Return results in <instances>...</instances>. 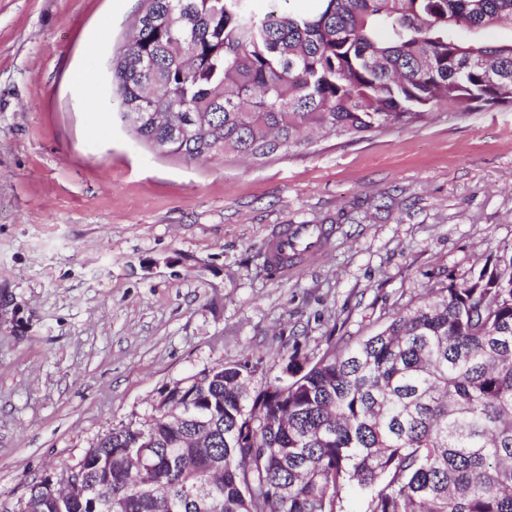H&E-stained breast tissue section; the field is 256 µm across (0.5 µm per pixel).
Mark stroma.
Returning a JSON list of instances; mask_svg holds the SVG:
<instances>
[{
    "instance_id": "stroma-1",
    "label": "stroma",
    "mask_w": 512,
    "mask_h": 512,
    "mask_svg": "<svg viewBox=\"0 0 512 512\" xmlns=\"http://www.w3.org/2000/svg\"><path fill=\"white\" fill-rule=\"evenodd\" d=\"M141 6L0 0V512L163 389L247 354L262 385L512 246V109L188 162L112 99ZM277 224L335 234L284 279Z\"/></svg>"
}]
</instances>
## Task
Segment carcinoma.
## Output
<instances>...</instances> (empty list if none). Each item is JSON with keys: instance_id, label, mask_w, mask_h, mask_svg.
<instances>
[{"instance_id": "carcinoma-1", "label": "carcinoma", "mask_w": 512, "mask_h": 512, "mask_svg": "<svg viewBox=\"0 0 512 512\" xmlns=\"http://www.w3.org/2000/svg\"><path fill=\"white\" fill-rule=\"evenodd\" d=\"M112 75L137 137L186 161L265 158L305 133L361 137L434 109L512 107V0H142ZM250 359L179 384L213 407L210 440L167 408L87 449L97 512H512V248L433 289L379 332L332 346L282 399ZM148 444L142 467L127 448ZM44 480L25 512L57 507Z\"/></svg>"}]
</instances>
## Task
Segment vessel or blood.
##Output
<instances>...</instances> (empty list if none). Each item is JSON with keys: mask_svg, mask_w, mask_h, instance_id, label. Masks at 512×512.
Masks as SVG:
<instances>
[{"mask_svg": "<svg viewBox=\"0 0 512 512\" xmlns=\"http://www.w3.org/2000/svg\"><path fill=\"white\" fill-rule=\"evenodd\" d=\"M326 235L321 224L275 225L269 234L267 260L281 276H288L296 258L311 261L320 255Z\"/></svg>", "mask_w": 512, "mask_h": 512, "instance_id": "b4317fda", "label": "vessel or blood"}]
</instances>
